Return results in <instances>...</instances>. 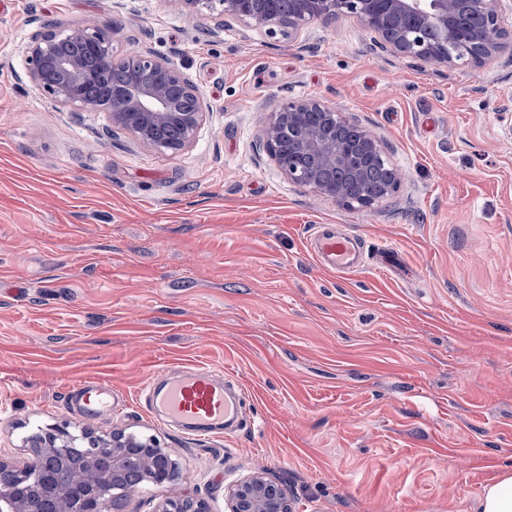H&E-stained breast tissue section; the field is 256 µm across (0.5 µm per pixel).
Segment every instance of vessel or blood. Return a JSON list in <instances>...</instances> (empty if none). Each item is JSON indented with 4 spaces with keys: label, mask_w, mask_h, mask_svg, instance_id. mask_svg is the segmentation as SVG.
<instances>
[{
    "label": "vessel or blood",
    "mask_w": 512,
    "mask_h": 512,
    "mask_svg": "<svg viewBox=\"0 0 512 512\" xmlns=\"http://www.w3.org/2000/svg\"><path fill=\"white\" fill-rule=\"evenodd\" d=\"M313 258L324 268L339 274L372 266L386 269L394 255L392 249L367 251L358 236L343 231L335 224H317L309 238ZM231 375L220 376L214 370L198 368L148 388V399L154 409L183 429L208 432L222 427L232 429L245 417L242 391H229ZM89 413L101 415L112 409L108 388L98 386L85 394Z\"/></svg>",
    "instance_id": "1"
}]
</instances>
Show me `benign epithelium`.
I'll use <instances>...</instances> for the list:
<instances>
[{"instance_id":"1","label":"benign epithelium","mask_w":512,"mask_h":512,"mask_svg":"<svg viewBox=\"0 0 512 512\" xmlns=\"http://www.w3.org/2000/svg\"><path fill=\"white\" fill-rule=\"evenodd\" d=\"M173 2L190 12L218 8L222 16L252 26L270 39L290 37L317 18H354L377 36L383 49L448 67L461 62L479 66L512 45L502 0H318L316 16L309 10L312 0H295V12L286 22L270 12L269 0ZM469 11L480 14L483 24L468 38L475 50L463 57L452 51L458 38L454 20ZM136 54L139 68L127 82L105 88L100 97H89L84 89L96 81V75L87 67L86 57L95 55L100 65H112V32L95 23L52 30L32 37L27 77L61 106L105 111L112 128L132 133L158 152L179 153L196 140L208 106L181 68L148 49L140 48ZM170 124L182 129L178 143L156 140L155 132ZM349 124L351 120L319 99L293 98L270 114L262 139L291 182L344 206L355 202L370 208L374 200L351 199L345 184L361 182L382 148L366 131L357 140L344 139L341 126ZM26 441L34 453L60 457L79 443L85 455L63 483L54 470L33 471L0 460V512H121L123 502L138 493L122 487L130 465H138L146 485L155 489L165 487L176 475L172 461L164 469L155 467L154 455L164 448L153 436L122 431L105 436L62 423L39 426ZM228 498L230 512H293L288 492L262 472L229 487Z\"/></svg>"}]
</instances>
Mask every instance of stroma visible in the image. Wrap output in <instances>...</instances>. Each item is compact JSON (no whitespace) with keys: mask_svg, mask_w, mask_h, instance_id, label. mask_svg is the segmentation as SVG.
Listing matches in <instances>:
<instances>
[{"mask_svg":"<svg viewBox=\"0 0 512 512\" xmlns=\"http://www.w3.org/2000/svg\"><path fill=\"white\" fill-rule=\"evenodd\" d=\"M96 20L185 71L209 110L161 154L106 113L63 108L26 77L32 36ZM313 97L358 122L402 175L368 209L288 180L260 140L279 104ZM315 224L395 248L409 280L341 276ZM231 372L247 424L177 430L149 377ZM106 383L112 412L78 389ZM154 436L177 475L163 498L225 512L263 470L294 512H478L512 470V54L440 67L380 48L351 19L267 39L194 21L174 0H7L0 8V457L62 422Z\"/></svg>","mask_w":512,"mask_h":512,"instance_id":"1","label":"stroma"}]
</instances>
